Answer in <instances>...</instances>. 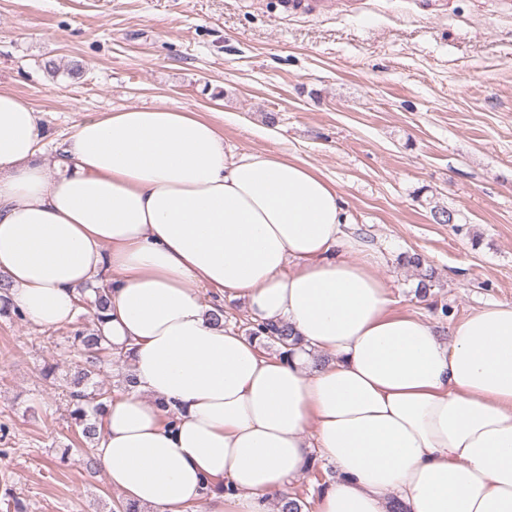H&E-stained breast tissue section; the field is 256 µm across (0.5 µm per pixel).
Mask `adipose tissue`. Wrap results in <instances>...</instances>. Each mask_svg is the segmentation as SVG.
Returning a JSON list of instances; mask_svg holds the SVG:
<instances>
[{"label": "adipose tissue", "instance_id": "adipose-tissue-1", "mask_svg": "<svg viewBox=\"0 0 512 512\" xmlns=\"http://www.w3.org/2000/svg\"><path fill=\"white\" fill-rule=\"evenodd\" d=\"M42 114L0 89V277L40 327L110 286L100 325L134 382L97 458L126 499L270 512L314 458L315 512H512V305L440 338L393 310L335 185L283 153L228 156L196 112L129 107L78 122L45 160ZM244 299L301 338L289 360L217 324Z\"/></svg>", "mask_w": 512, "mask_h": 512}]
</instances>
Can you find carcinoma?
Returning a JSON list of instances; mask_svg holds the SVG:
<instances>
[{"label":"carcinoma","instance_id":"cac0c4a2","mask_svg":"<svg viewBox=\"0 0 512 512\" xmlns=\"http://www.w3.org/2000/svg\"><path fill=\"white\" fill-rule=\"evenodd\" d=\"M404 264L415 268L419 281L416 293L425 298L433 287L435 278L434 269L426 263L419 254H405L401 257ZM78 302L84 305L90 315L97 322L105 319V312L110 304L109 288L105 286L89 285L82 289ZM263 334L267 342L277 347L279 358L285 360L292 354L295 346L301 339L293 334L292 329L286 323L280 325H252L248 329V335L257 336ZM74 343L82 357V367L73 380V389L69 393L70 404L73 406L71 416L82 426L81 435L86 444V464L94 469L98 466L93 442L99 435L101 422L98 415L101 414L104 404L111 399V392L97 385L88 387V382L99 375L102 363L109 357L108 348L101 344V339L95 331L78 333L74 336ZM94 403L93 408H88V403Z\"/></svg>","mask_w":512,"mask_h":512}]
</instances>
